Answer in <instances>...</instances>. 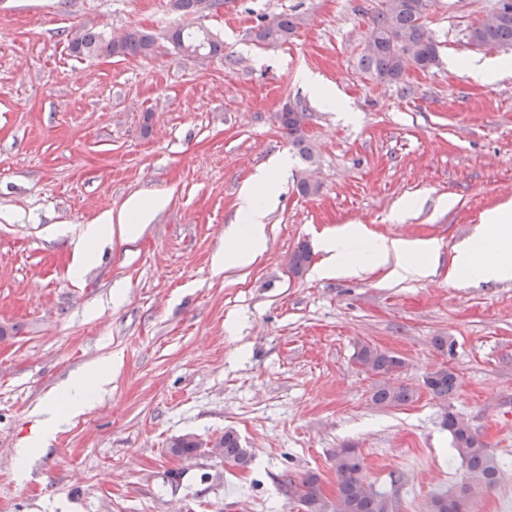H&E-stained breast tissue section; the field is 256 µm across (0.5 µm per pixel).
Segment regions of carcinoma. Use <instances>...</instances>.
I'll return each mask as SVG.
<instances>
[{
  "label": "carcinoma",
  "mask_w": 512,
  "mask_h": 512,
  "mask_svg": "<svg viewBox=\"0 0 512 512\" xmlns=\"http://www.w3.org/2000/svg\"><path fill=\"white\" fill-rule=\"evenodd\" d=\"M503 13L498 22L481 23L467 29L464 38L472 47L512 48V0H500ZM431 0H383L382 7L371 15L365 33L367 47L359 59L360 68L379 82L399 84L406 71L415 64L426 71L438 64L437 41L420 22L428 13ZM303 23L298 14H277L263 21L254 32L257 41L265 44L286 43ZM166 39L178 54L215 57L222 45L205 31H187L176 27L168 31ZM156 37L146 31L133 29L121 37L107 38L92 29L74 36L69 43L75 56L128 57L151 55ZM280 125L291 139L301 159L313 163L314 153L303 130L304 112H290L288 108L277 114ZM310 254L305 246L298 247L289 258L293 274L303 273ZM355 359L362 369L379 377L373 388L371 402L379 409L406 405L416 396L415 390L392 382L404 361L368 343L358 345ZM432 398L448 404V398L459 388L457 374L444 366L423 379ZM444 428L451 438L452 456L460 459L463 468L461 480L447 491L432 497L429 512H469L474 500L492 488L501 477L500 461L495 452L472 430L460 414L444 412ZM199 450L198 441L191 434L178 437L170 444V452L180 457H191ZM209 453L224 459V464L245 469L251 462L249 451L243 448L239 436L227 430L214 440ZM336 474V497L329 499L318 475L309 473L300 482H291L292 494L304 512H393L395 500L375 489L364 471L363 459L350 448H338L331 457Z\"/></svg>",
  "instance_id": "1"
}]
</instances>
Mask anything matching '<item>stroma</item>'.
Returning a JSON list of instances; mask_svg holds the SVG:
<instances>
[{"mask_svg": "<svg viewBox=\"0 0 512 512\" xmlns=\"http://www.w3.org/2000/svg\"><path fill=\"white\" fill-rule=\"evenodd\" d=\"M380 0H224L201 15L170 0H0V512H302L287 480L314 473L336 492L333 452L358 448L375 488L399 512H427L462 470L445 408L506 461L500 484L470 512H512V280L459 278L457 247L487 212L512 201V70L484 80L451 67L498 58L466 44L493 0H434L427 27L440 62L403 85L358 66ZM296 13L287 43L264 46L263 18ZM176 25L203 28L222 55L174 54ZM152 33L153 55L77 57V29ZM317 75L351 110L301 84ZM305 112L306 165L277 119ZM278 155L280 174L253 263L215 271L241 186ZM317 181L302 196V176ZM167 201L126 240L129 200ZM112 232L80 260L87 225ZM365 225L359 242H438L434 277L386 269L323 278L320 240ZM307 246L302 275L289 255ZM452 340L435 349L434 337ZM368 343L403 359L416 400L378 410L374 376L354 358ZM107 390L33 446L41 407L103 359ZM452 368L458 392L440 405L427 372ZM234 430L248 469L202 452L173 456L191 434ZM29 456H21L22 448Z\"/></svg>", "mask_w": 512, "mask_h": 512, "instance_id": "obj_1", "label": "stroma"}]
</instances>
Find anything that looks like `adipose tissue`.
Returning a JSON list of instances; mask_svg holds the SVG:
<instances>
[{
	"mask_svg": "<svg viewBox=\"0 0 512 512\" xmlns=\"http://www.w3.org/2000/svg\"><path fill=\"white\" fill-rule=\"evenodd\" d=\"M286 164V158H278L273 169L253 175L243 185L237 221L245 225L246 231L227 236L223 250L214 258L217 270L250 265L264 250L275 171ZM364 235L365 227L361 224H345L328 233L322 241L326 258L319 269L320 274L326 277L355 275L369 264L388 268L390 277L395 279L425 280L435 274L439 259L436 241L383 237L373 243L370 253L364 254L355 246ZM479 241L480 249L468 248L457 255L455 271L463 275L478 272L498 280H512V205L505 203L487 213ZM111 381L112 364L107 361L93 366L67 384L63 390L66 407L50 403L42 409L47 423L42 439H49L67 418L80 413L90 394L104 391Z\"/></svg>",
	"mask_w": 512,
	"mask_h": 512,
	"instance_id": "obj_1",
	"label": "adipose tissue"
}]
</instances>
